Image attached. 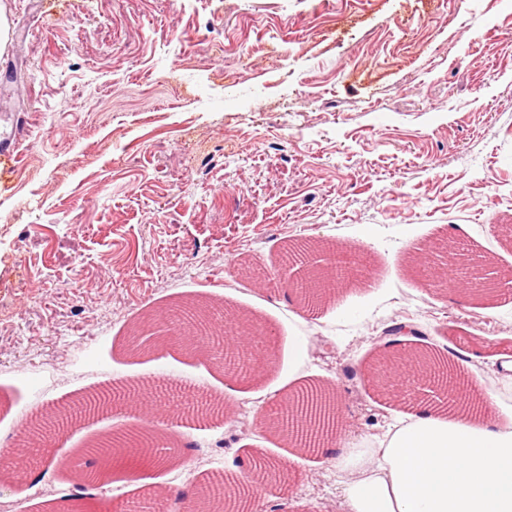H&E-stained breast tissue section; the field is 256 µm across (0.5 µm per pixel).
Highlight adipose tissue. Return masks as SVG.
Here are the masks:
<instances>
[{
    "mask_svg": "<svg viewBox=\"0 0 512 512\" xmlns=\"http://www.w3.org/2000/svg\"><path fill=\"white\" fill-rule=\"evenodd\" d=\"M316 452L337 481L339 512H512V410L448 413L416 404L364 463Z\"/></svg>",
    "mask_w": 512,
    "mask_h": 512,
    "instance_id": "ef3b65f1",
    "label": "adipose tissue"
}]
</instances>
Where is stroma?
<instances>
[{"label":"stroma","mask_w":512,"mask_h":512,"mask_svg":"<svg viewBox=\"0 0 512 512\" xmlns=\"http://www.w3.org/2000/svg\"><path fill=\"white\" fill-rule=\"evenodd\" d=\"M0 30V448L33 409L135 383L225 410L180 419L174 465L150 481L86 490L75 472L99 467L98 440L165 429L100 412L24 487L0 475V505L192 498L288 449L252 415L310 382L340 401L345 458L368 456L408 406L364 378L389 351L446 355L512 407V294L445 290L410 265L443 240L512 272V0H0ZM309 240L357 282L315 314L283 257ZM187 303L276 330L248 394L176 349L127 354L141 318ZM289 468L260 512H332L335 471L310 454Z\"/></svg>","instance_id":"obj_1"}]
</instances>
